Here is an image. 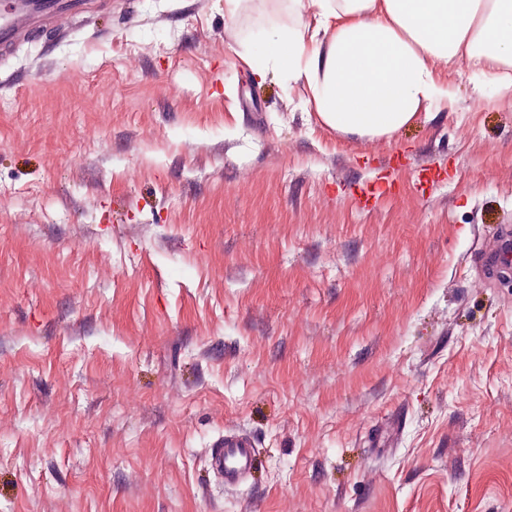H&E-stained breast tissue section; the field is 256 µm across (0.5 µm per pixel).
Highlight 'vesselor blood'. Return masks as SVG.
<instances>
[{
	"instance_id": "vessel-or-blood-1",
	"label": "vessel or blood",
	"mask_w": 512,
	"mask_h": 512,
	"mask_svg": "<svg viewBox=\"0 0 512 512\" xmlns=\"http://www.w3.org/2000/svg\"><path fill=\"white\" fill-rule=\"evenodd\" d=\"M80 0H0V52L9 53L31 39L36 30L58 27L64 18L82 15ZM211 466L225 485L243 483L258 467V451L251 437L226 430L214 448Z\"/></svg>"
}]
</instances>
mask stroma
<instances>
[{
	"instance_id": "35a3bbf8",
	"label": "stroma",
	"mask_w": 512,
	"mask_h": 512,
	"mask_svg": "<svg viewBox=\"0 0 512 512\" xmlns=\"http://www.w3.org/2000/svg\"><path fill=\"white\" fill-rule=\"evenodd\" d=\"M295 20L90 0L0 61V512H512V102L463 58L337 135L248 64ZM211 466L224 479V485L243 483L258 467V451L251 437L236 430H225L224 441L214 448Z\"/></svg>"
}]
</instances>
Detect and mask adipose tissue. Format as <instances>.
<instances>
[{
	"label": "adipose tissue",
	"mask_w": 512,
	"mask_h": 512,
	"mask_svg": "<svg viewBox=\"0 0 512 512\" xmlns=\"http://www.w3.org/2000/svg\"><path fill=\"white\" fill-rule=\"evenodd\" d=\"M293 28L263 33L251 62L304 84L324 125L388 139L453 90L439 69L467 58L474 90L512 99V0H294Z\"/></svg>",
	"instance_id": "ef3b65f1"
}]
</instances>
